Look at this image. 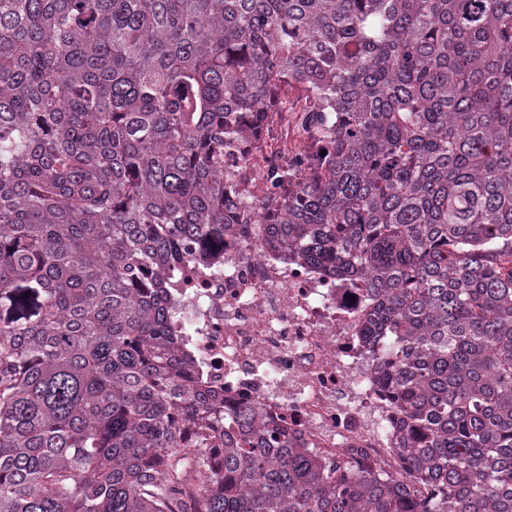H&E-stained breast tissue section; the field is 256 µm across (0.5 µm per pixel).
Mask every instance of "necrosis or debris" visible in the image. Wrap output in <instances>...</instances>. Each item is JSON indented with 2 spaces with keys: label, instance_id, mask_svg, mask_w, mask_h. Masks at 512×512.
Instances as JSON below:
<instances>
[{
  "label": "necrosis or debris",
  "instance_id": "1",
  "mask_svg": "<svg viewBox=\"0 0 512 512\" xmlns=\"http://www.w3.org/2000/svg\"><path fill=\"white\" fill-rule=\"evenodd\" d=\"M306 142L304 128L277 122L261 148L237 154L238 201L258 204L267 171ZM169 280L193 376L225 411L252 407L329 477L350 464L402 479V417L376 370L389 339L365 331L376 301L363 277L330 274L252 223L232 225L223 248L194 252Z\"/></svg>",
  "mask_w": 512,
  "mask_h": 512
}]
</instances>
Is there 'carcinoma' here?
<instances>
[{"label": "carcinoma", "instance_id": "cac0c4a2", "mask_svg": "<svg viewBox=\"0 0 512 512\" xmlns=\"http://www.w3.org/2000/svg\"><path fill=\"white\" fill-rule=\"evenodd\" d=\"M285 87L255 220L376 293L428 498L183 384L164 275ZM0 512H512V0H0Z\"/></svg>", "mask_w": 512, "mask_h": 512}]
</instances>
